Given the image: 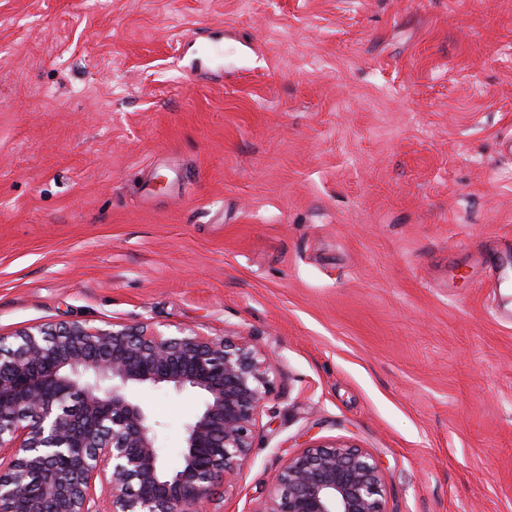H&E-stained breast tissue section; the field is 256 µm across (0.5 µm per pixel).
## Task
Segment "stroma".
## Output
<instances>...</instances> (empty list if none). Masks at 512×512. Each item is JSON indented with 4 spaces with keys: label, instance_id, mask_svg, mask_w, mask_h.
Segmentation results:
<instances>
[{
    "label": "stroma",
    "instance_id": "obj_1",
    "mask_svg": "<svg viewBox=\"0 0 512 512\" xmlns=\"http://www.w3.org/2000/svg\"><path fill=\"white\" fill-rule=\"evenodd\" d=\"M512 0H0V333L276 354L259 512L308 442L386 512H512ZM164 463L202 398L141 387Z\"/></svg>",
    "mask_w": 512,
    "mask_h": 512
}]
</instances>
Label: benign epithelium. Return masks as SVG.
<instances>
[{"instance_id": "obj_1", "label": "benign epithelium", "mask_w": 512, "mask_h": 512, "mask_svg": "<svg viewBox=\"0 0 512 512\" xmlns=\"http://www.w3.org/2000/svg\"><path fill=\"white\" fill-rule=\"evenodd\" d=\"M272 354L244 338L129 325L40 324L0 336V512H202L247 463L272 392ZM144 385L203 397L168 469L159 423L129 395ZM380 464L346 443L289 458L261 512H385Z\"/></svg>"}]
</instances>
